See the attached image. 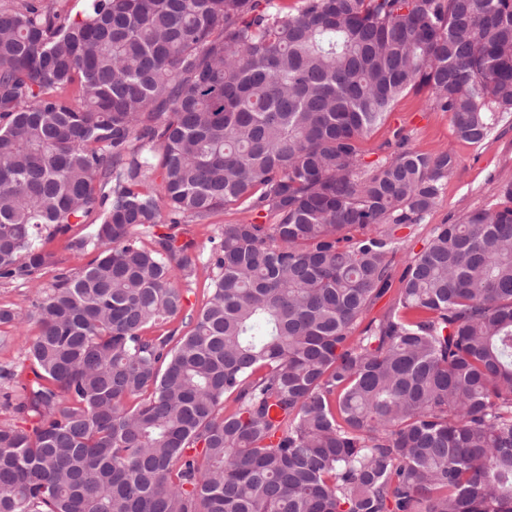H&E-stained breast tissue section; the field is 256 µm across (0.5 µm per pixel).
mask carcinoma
<instances>
[{"label": "carcinoma", "instance_id": "carcinoma-1", "mask_svg": "<svg viewBox=\"0 0 512 512\" xmlns=\"http://www.w3.org/2000/svg\"><path fill=\"white\" fill-rule=\"evenodd\" d=\"M63 0L0 6V277L54 267L3 405L0 512H512V181L401 239L456 167L405 128L428 92L472 145L512 117V0ZM161 181H156L155 174ZM235 209L184 334L194 242ZM232 411L220 414L224 398ZM196 453H190V450ZM247 219V214L238 210H226L224 214L213 216L203 224H182L178 229H170L168 224H160L154 230L157 233L178 231L179 241L192 239L195 242V254L199 257L197 273L192 283L188 286L187 301L183 314L168 323H162L148 329L151 334H158L178 328L182 334L191 328L189 317H195L206 305L212 291V279L217 275V270L212 267H204L210 252V239L217 238L224 230V224H232ZM177 333V334H178ZM90 231L91 227L86 228L85 224H74L67 235L47 241L45 248L54 252L61 260V264L40 275L35 283L0 278V306L12 307L22 312L34 311L33 304L37 298L38 289L49 291L56 282L58 274H74L95 257L96 251L78 253L69 248L70 240L80 238Z\"/></svg>", "mask_w": 512, "mask_h": 512}]
</instances>
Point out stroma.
<instances>
[{
	"mask_svg": "<svg viewBox=\"0 0 512 512\" xmlns=\"http://www.w3.org/2000/svg\"><path fill=\"white\" fill-rule=\"evenodd\" d=\"M405 127L411 135V147L423 154L451 150L456 157V167L444 181V189L434 209L421 223L396 229L395 235L402 241L394 256L393 279H400L407 261L431 239L437 225L458 221L465 214L490 207L501 202V185L512 177V119L502 122L481 144L471 145L455 138L449 113L431 109L426 93H410L401 97L393 106L388 119L364 139L362 149L366 160H374L379 148L391 139L396 127ZM244 213L228 210L200 224H183L178 228L180 239L193 240L195 253L202 262L189 286L183 314L173 324L153 326V333L165 332L167 327L187 332L190 319L206 305L212 291L215 269L207 267L212 238L220 236L225 225L244 220ZM85 225H73L68 235L56 237L45 244L60 260L38 280L28 283L22 280L0 278V306L29 312L38 291L52 288L58 274H74L93 259V252L78 253L69 247L70 240L86 235ZM37 332L35 322L18 325H0V367L15 371L18 382L31 380L32 374L21 357L22 344Z\"/></svg>",
	"mask_w": 512,
	"mask_h": 512,
	"instance_id": "stroma-1",
	"label": "stroma"
}]
</instances>
